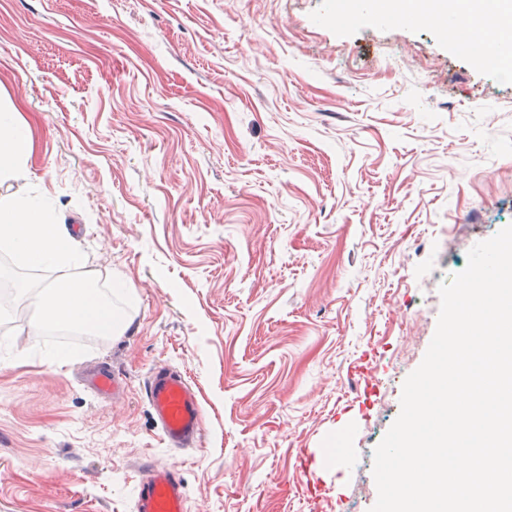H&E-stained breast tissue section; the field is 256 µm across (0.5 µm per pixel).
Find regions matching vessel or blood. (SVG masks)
Masks as SVG:
<instances>
[{
    "mask_svg": "<svg viewBox=\"0 0 512 512\" xmlns=\"http://www.w3.org/2000/svg\"><path fill=\"white\" fill-rule=\"evenodd\" d=\"M86 386L100 396L119 397L126 377L107 363L87 368ZM150 414L166 447L176 451L200 447L204 415L198 390L174 368H153L144 382ZM134 512H188L187 496L177 467L142 462L138 468Z\"/></svg>",
    "mask_w": 512,
    "mask_h": 512,
    "instance_id": "vessel-or-blood-1",
    "label": "vessel or blood"
}]
</instances>
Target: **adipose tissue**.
Segmentation results:
<instances>
[{
  "mask_svg": "<svg viewBox=\"0 0 512 512\" xmlns=\"http://www.w3.org/2000/svg\"><path fill=\"white\" fill-rule=\"evenodd\" d=\"M35 157L32 128L15 104H0V184L17 179Z\"/></svg>",
  "mask_w": 512,
  "mask_h": 512,
  "instance_id": "obj_1",
  "label": "adipose tissue"
}]
</instances>
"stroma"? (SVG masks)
<instances>
[{"instance_id":"1","label":"stroma","mask_w":512,"mask_h":512,"mask_svg":"<svg viewBox=\"0 0 512 512\" xmlns=\"http://www.w3.org/2000/svg\"><path fill=\"white\" fill-rule=\"evenodd\" d=\"M334 2L0 0V91L36 148L10 187L133 299L60 365L0 324V512H133L145 458L188 512H370L439 286L512 225V73ZM102 361L123 400L81 384ZM159 365L198 388L201 447L162 443Z\"/></svg>"}]
</instances>
